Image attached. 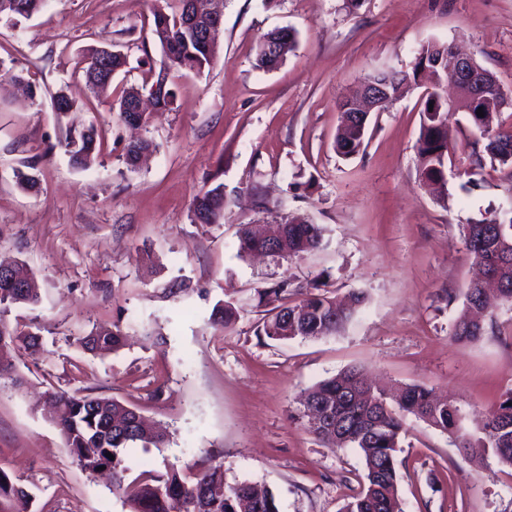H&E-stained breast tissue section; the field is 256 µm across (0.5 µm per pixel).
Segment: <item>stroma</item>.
Masks as SVG:
<instances>
[{
	"instance_id": "obj_1",
	"label": "stroma",
	"mask_w": 512,
	"mask_h": 512,
	"mask_svg": "<svg viewBox=\"0 0 512 512\" xmlns=\"http://www.w3.org/2000/svg\"><path fill=\"white\" fill-rule=\"evenodd\" d=\"M158 0H49L30 19L0 17V258L26 263L42 301L11 310L37 351L17 361L22 388L0 383V468L29 487L32 512H129L102 477L82 471L39 411L51 388L90 389L162 425L165 447L128 448L130 477L222 465L227 483L270 488L280 512H339L359 489L357 449L310 434L297 397L350 366L388 384L424 383L460 405L476 430L481 413L512 389V304L474 343L452 339L476 267L458 227L488 208H512V172L485 167L466 191L463 114L448 122L447 191L422 182L416 155L421 89L371 113L360 152L339 156V101L372 69L411 70L433 42L475 52L512 93V0H224L219 51L201 72L181 71L168 110L137 131L118 119L114 91L150 80L163 55L151 34ZM291 27L296 47L277 69H256L260 38ZM114 45L128 57L112 93L94 95L74 65ZM35 82L15 95L9 77ZM65 92L75 110L59 119ZM95 125L104 144L85 169L57 141L66 124ZM149 159L127 169L132 137ZM35 164L41 190H21L16 169ZM223 185L221 223L191 218L197 194ZM302 215L323 225L325 245L304 258L237 256L243 224ZM324 275L333 294L364 303L333 336L280 343L256 329L259 290ZM233 299L228 330L210 323ZM120 325L126 344L105 357L77 336ZM397 453L403 512H512V468L491 455L462 457L447 434L408 417Z\"/></svg>"
}]
</instances>
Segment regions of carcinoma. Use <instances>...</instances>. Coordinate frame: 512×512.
Listing matches in <instances>:
<instances>
[{
	"label": "carcinoma",
	"mask_w": 512,
	"mask_h": 512,
	"mask_svg": "<svg viewBox=\"0 0 512 512\" xmlns=\"http://www.w3.org/2000/svg\"><path fill=\"white\" fill-rule=\"evenodd\" d=\"M46 0H0V14L30 18L40 12ZM209 0H165V5L153 14L152 34L164 55L163 65L153 73L151 84L122 90L117 101L118 115L127 122L126 105L138 94L153 93L154 87H165L157 98L156 107L169 108L176 98V85L171 71H199L216 57V42H208L194 33L211 23ZM296 45L293 29L277 28L263 35L256 49L255 67L271 71L278 68ZM448 46L433 43L419 53L411 71L393 70L390 74L391 93L399 98L404 91L418 85L423 64L447 53ZM102 60L91 54L77 63L86 85L97 91L96 75L101 73ZM452 111L437 93L422 100V122L416 144L420 175L429 182L444 187L448 161V117ZM512 142V128H499L495 139H471L467 142L465 187L480 186L486 163L512 167V154L498 143ZM364 144V134L356 129L338 130L336 152L349 158ZM60 145L77 167L86 168L100 151L102 142L94 125L76 129L65 128ZM152 142L141 139L126 145L124 161L133 170L139 156L152 150ZM14 177L18 187L26 192H40L37 168L17 169ZM228 201L224 186L219 184L199 195L192 204V218L200 224H216L224 215ZM460 235L477 264L484 269V279L471 282L465 292L462 311L454 320L452 336L457 342L481 338L485 325L468 319V310L489 312L490 295L495 293L503 302L512 301V216L505 213L485 218L473 224L459 225ZM324 228L319 224H293L287 218L281 225L280 236L270 240L249 225L238 232V256L253 253L301 258L323 245ZM290 282L282 280L265 289L262 296L273 305L268 316L257 328V335L278 342L297 338H320L337 333L347 323L364 296L352 294L343 300L328 295L326 283L314 279L302 297L288 303ZM41 302L36 290L0 287V381L9 380L19 387L23 378L14 360L4 353L19 354L39 346L38 333L19 326H10L6 316L19 306L35 307ZM239 315L236 303L226 301L215 306L211 322L220 329L232 326ZM126 335L114 324L97 332L76 337L79 347L94 355L115 353L125 346ZM302 416L317 410L324 421L311 432L332 448L353 447L361 452L365 482L351 496L340 512H403L397 493L395 453L404 431V419L412 415L430 427L448 434L459 454L467 457L478 450H490L500 462L512 466V391L500 396L498 403L482 418L477 434L461 429L460 406L452 401L441 402L434 389L425 384H407L396 399L364 376L358 368L347 369L303 390L298 396ZM42 413L47 415L63 438L74 462L86 473H99L100 467L111 475L112 494L130 504L131 512H280L275 495L262 491L256 496L253 485L224 482L223 466L208 464L187 474L175 466L150 477L128 481L123 466V453L132 445L160 447L167 442L165 435L143 421L135 422L132 409L123 403L82 390H52L45 394ZM112 454L109 459L106 454ZM32 493L0 468V512H30Z\"/></svg>",
	"instance_id": "1"
}]
</instances>
